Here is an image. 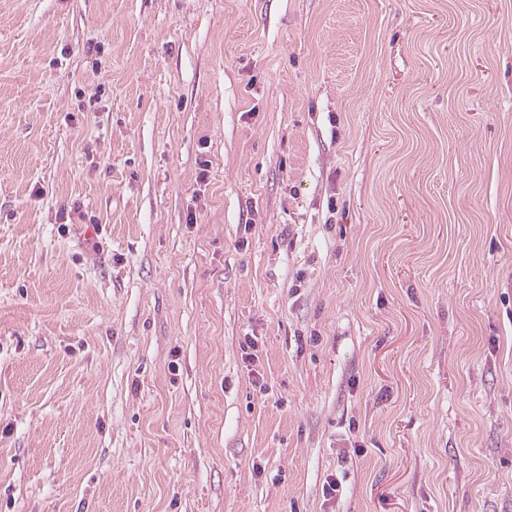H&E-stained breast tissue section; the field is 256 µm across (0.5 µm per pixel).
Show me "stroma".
<instances>
[{
    "label": "stroma",
    "mask_w": 512,
    "mask_h": 512,
    "mask_svg": "<svg viewBox=\"0 0 512 512\" xmlns=\"http://www.w3.org/2000/svg\"><path fill=\"white\" fill-rule=\"evenodd\" d=\"M0 512H512V0H0Z\"/></svg>",
    "instance_id": "35a3bbf8"
}]
</instances>
